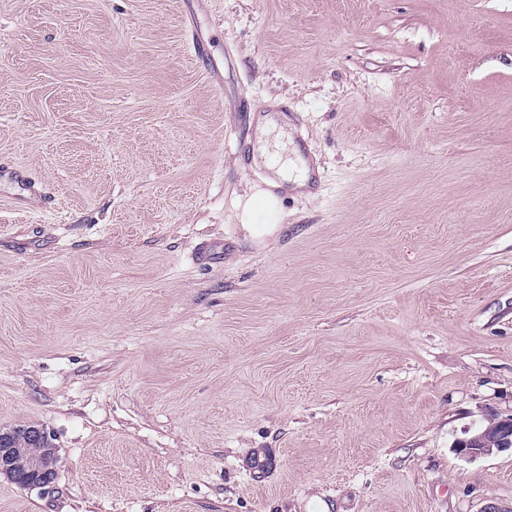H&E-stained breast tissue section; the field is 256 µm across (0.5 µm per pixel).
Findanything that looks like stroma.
I'll return each instance as SVG.
<instances>
[{"label": "stroma", "instance_id": "35a3bbf8", "mask_svg": "<svg viewBox=\"0 0 512 512\" xmlns=\"http://www.w3.org/2000/svg\"><path fill=\"white\" fill-rule=\"evenodd\" d=\"M0 158V512L512 505V0H0ZM280 137H277L274 147L278 150L281 149L283 151L285 145H283L280 140ZM268 140H259L258 151L260 153V157L264 160V165L274 171L277 179H269L268 184L274 188L283 187L285 184L292 183L295 189L303 188L306 186V177L304 174L300 176L293 177L292 171L293 166L292 162L288 159V156H282L280 150L270 153L268 150ZM25 181L28 183L29 195L22 199L20 208L23 210L36 213L42 211L50 204V196L42 186L36 184L26 173V171L12 163L0 161V181ZM487 422L489 425L483 430L479 427H467L463 431L464 437L455 441L454 450L471 459L512 450V415L490 419ZM487 422L481 426L485 427ZM0 474L14 478L18 475L28 477L25 483L24 477L12 480L14 483L28 489L43 488L53 481L58 472V460L53 457L26 455L22 448H29L31 453L51 454L54 448L50 444L40 446L36 443H26L22 448H13L8 444L9 433H0Z\"/></svg>", "mask_w": 512, "mask_h": 512}]
</instances>
